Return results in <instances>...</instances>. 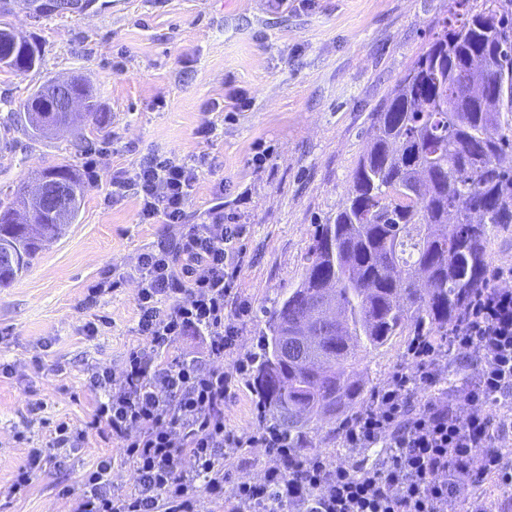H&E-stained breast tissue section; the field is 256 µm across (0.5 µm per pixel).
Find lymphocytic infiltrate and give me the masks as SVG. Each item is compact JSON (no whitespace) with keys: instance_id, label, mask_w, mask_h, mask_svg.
I'll use <instances>...</instances> for the list:
<instances>
[{"instance_id":"lymphocytic-infiltrate-1","label":"lymphocytic infiltrate","mask_w":512,"mask_h":512,"mask_svg":"<svg viewBox=\"0 0 512 512\" xmlns=\"http://www.w3.org/2000/svg\"><path fill=\"white\" fill-rule=\"evenodd\" d=\"M205 164L156 155L113 176L112 194L134 193L142 220L179 224ZM214 200L207 221L140 255L135 331L147 344L128 351L121 380L107 370L90 378L104 396L87 429L119 441L135 485H113L116 459L98 457L72 512H512V454L498 446L512 414L493 412L512 404V289L488 284L446 332L416 337L406 365L341 425L337 456L301 452L261 406L243 438L227 427L224 403L248 386L251 359L228 370L224 356L251 312L237 288L247 227L225 223L223 191ZM189 334L203 337L204 351L170 356ZM461 354L469 368L462 388L438 390ZM86 431L59 425L19 468L13 492L32 486L52 450L81 447ZM247 448L263 449L264 478L225 492ZM368 448L378 456L366 458ZM181 455L190 469L177 466Z\"/></svg>"}]
</instances>
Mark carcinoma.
Segmentation results:
<instances>
[{
	"instance_id": "obj_1",
	"label": "carcinoma",
	"mask_w": 512,
	"mask_h": 512,
	"mask_svg": "<svg viewBox=\"0 0 512 512\" xmlns=\"http://www.w3.org/2000/svg\"><path fill=\"white\" fill-rule=\"evenodd\" d=\"M425 50L372 113L367 142L343 206L317 225L297 285L268 319L251 370L268 415L306 452L318 447L325 423L350 417L368 402L362 357L397 337L433 336L457 321L470 295L486 284L487 244L499 224H512V0H453ZM33 39L14 41L0 23V67L40 68ZM70 93L84 111L52 112L49 122L77 135L103 130L112 115L94 86L75 76ZM13 126L31 140L40 124ZM45 193L68 190L64 220L46 207L32 222H14L28 205L0 201V288L25 271L43 244L65 235L85 196L83 175L71 164L44 169ZM307 331L312 356L277 353L285 335Z\"/></svg>"
}]
</instances>
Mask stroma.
<instances>
[{"label":"stroma","instance_id":"stroma-1","mask_svg":"<svg viewBox=\"0 0 512 512\" xmlns=\"http://www.w3.org/2000/svg\"><path fill=\"white\" fill-rule=\"evenodd\" d=\"M451 0H98L79 16L31 22L11 4L4 19L36 36L39 71L0 70V200L46 168L84 166L94 152L98 181L79 217L7 288H0V512H69L62 487L79 488L97 457L116 442L87 431L82 448L43 460L23 496L10 492L32 449L56 425L83 428L93 414L92 371L121 376L127 350L142 344L137 283L141 253L171 240L178 227L144 224L133 194L111 197L113 174L133 173L146 157L206 155L186 212L202 222L216 189L224 213L245 224L238 288L252 311L238 321L232 367L257 350L268 313L299 279L317 224L343 204L367 139L370 116L425 49ZM81 74L106 111L108 132L85 129L83 144L59 132L32 141L6 131L11 105L50 78ZM211 124L213 134L197 130ZM269 148L262 167L252 157ZM125 273L98 304L86 289L109 268ZM106 318L97 335L89 321ZM408 342L372 352L360 368L379 387L406 363Z\"/></svg>","mask_w":512,"mask_h":512}]
</instances>
